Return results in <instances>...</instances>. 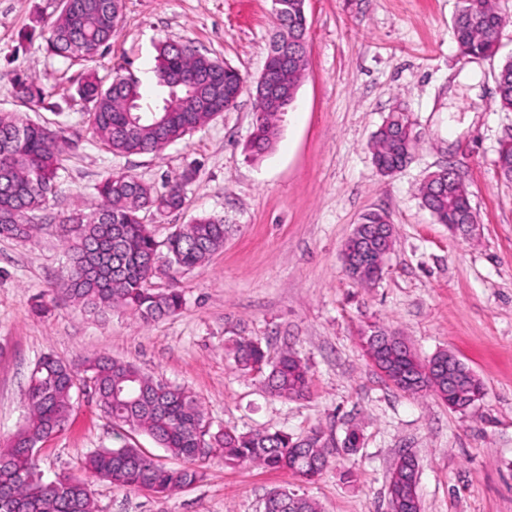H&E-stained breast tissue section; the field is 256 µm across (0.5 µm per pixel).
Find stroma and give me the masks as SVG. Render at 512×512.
I'll return each mask as SVG.
<instances>
[{
	"label": "stroma",
	"mask_w": 512,
	"mask_h": 512,
	"mask_svg": "<svg viewBox=\"0 0 512 512\" xmlns=\"http://www.w3.org/2000/svg\"><path fill=\"white\" fill-rule=\"evenodd\" d=\"M459 0H306L308 62L273 151L253 158L255 82L273 30L271 0H123L109 50L93 61L102 77L121 65L139 78L153 70L160 42L191 43L246 80L236 105L161 155H118L86 126L76 93L82 65L46 49L61 0H0V113L59 126L71 141L52 214L94 198L107 174L162 186L194 172L184 207L143 222L157 241L202 215L228 227L222 249L202 267L169 272L156 289L176 288L185 305L146 326L116 310L103 317L57 301L36 302L61 276L64 248L54 227L26 240L0 237V450L25 422L31 373L45 355L81 366L96 354L187 388L212 429H321L337 453L313 482L254 464L213 458L203 480L168 496L95 482L98 512H260L285 487L320 512H386V475L403 453L419 464L421 512H512V181L496 167L512 135V111L495 102V74L512 57V0L491 59L463 57L452 24ZM477 70V86L461 83ZM35 82L42 100L18 94ZM408 113L419 144L405 169L380 176L369 144L394 108ZM450 166L463 177L480 226L453 236L424 208L419 188ZM385 213L393 247L378 280L362 285L341 252L365 212ZM403 336L417 355L457 356L485 384L467 412L432 394L407 395L368 363L369 327ZM261 341L270 355L289 347L310 372L306 397L265 392L259 376L231 359L236 340ZM65 430L42 443L43 478L78 475L98 448L126 443L162 456L147 436L113 426L86 384H78ZM358 429L357 452L343 441Z\"/></svg>",
	"instance_id": "35a3bbf8"
}]
</instances>
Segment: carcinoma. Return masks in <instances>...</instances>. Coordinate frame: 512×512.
I'll return each mask as SVG.
<instances>
[{"label": "carcinoma", "mask_w": 512, "mask_h": 512, "mask_svg": "<svg viewBox=\"0 0 512 512\" xmlns=\"http://www.w3.org/2000/svg\"><path fill=\"white\" fill-rule=\"evenodd\" d=\"M274 33L270 44L307 38L305 0H275ZM122 15V0H70L51 22L47 49L69 60L92 61L112 43ZM503 17L492 0H460L453 21L455 40L465 54L493 57L499 49ZM299 62L288 71V87H299L307 64V45L301 46ZM155 85L161 91L156 107L143 104L140 80L121 69L104 79L95 71L85 73L77 93L92 103L86 121L92 135L114 154H159L217 117L215 112H187L182 101L197 95L220 99L233 107L235 92L245 83L241 74L224 68L218 79L209 74L221 62L186 43L163 42L156 48ZM499 108L512 111V58L505 60L496 76ZM288 105L259 101L249 142L253 156L273 149L279 122ZM418 146L409 118L393 112L373 136V160L377 170L390 169ZM69 141L60 130L0 113V236L26 239L41 225L24 221L26 214H41L58 190ZM500 174L512 180V137L498 150ZM193 180L186 170L158 191L132 174H109L95 187L97 202L58 217L60 238L67 258L54 293L83 310L103 315L124 310L143 324L178 314L182 293L173 288L160 292L150 286L157 275L158 249L167 252V268L191 269L204 265L224 247V217L203 215L176 228L164 243L155 240L142 212L153 209L170 213L182 209L185 188ZM423 205L439 224H458L469 206V197L456 182L427 177L422 188ZM393 367L419 377L414 394L431 392L459 409L463 401L484 394V384L450 369L457 390L437 386L425 374L426 362L410 349L395 343L382 351ZM234 360L243 370L265 374L263 385L272 396L301 398L309 389L307 366L286 348L269 360L261 343L240 339ZM82 378L70 365L46 355L34 368L27 393L25 425L0 451V512H94L91 481L65 475L45 481L38 471L36 449L64 428L73 409L72 392L77 382L90 383L101 413L113 425L145 433L166 455L180 461L168 466L139 448L125 444L102 448L84 457L82 467L96 480L117 488H149L171 494L202 480L200 463L219 457L228 464L252 463L283 470L311 481L327 468L336 449L315 429L301 438L283 431L239 432L220 428L213 432L202 404L177 385L153 378L134 364L105 355L85 360ZM210 453L197 455L199 443ZM418 463L414 456L400 455L387 481L389 512H421L417 494ZM263 512H319L313 500L286 488L266 496Z\"/></svg>", "instance_id": "obj_1"}]
</instances>
